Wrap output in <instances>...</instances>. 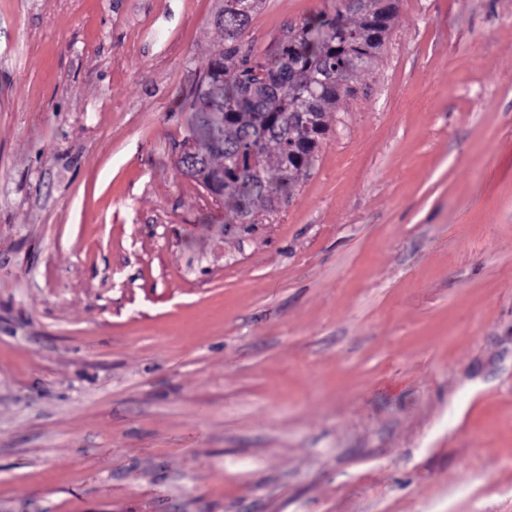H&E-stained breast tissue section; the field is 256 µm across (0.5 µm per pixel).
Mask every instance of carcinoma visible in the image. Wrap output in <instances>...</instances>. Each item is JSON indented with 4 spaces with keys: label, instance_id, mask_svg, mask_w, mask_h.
<instances>
[{
    "label": "carcinoma",
    "instance_id": "carcinoma-1",
    "mask_svg": "<svg viewBox=\"0 0 512 512\" xmlns=\"http://www.w3.org/2000/svg\"><path fill=\"white\" fill-rule=\"evenodd\" d=\"M224 0V46L210 58L187 111L221 112L224 148L190 137L203 157L201 177L224 173L219 193L233 223H257L256 209H275L312 168L328 133L327 113L353 92L359 73L379 54L397 0H341L332 11L288 30L278 49L258 57L242 41L251 11Z\"/></svg>",
    "mask_w": 512,
    "mask_h": 512
}]
</instances>
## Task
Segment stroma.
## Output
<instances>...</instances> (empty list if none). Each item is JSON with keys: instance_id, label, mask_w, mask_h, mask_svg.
I'll use <instances>...</instances> for the list:
<instances>
[{"instance_id": "1", "label": "stroma", "mask_w": 512, "mask_h": 512, "mask_svg": "<svg viewBox=\"0 0 512 512\" xmlns=\"http://www.w3.org/2000/svg\"><path fill=\"white\" fill-rule=\"evenodd\" d=\"M221 4L0 0V512H512V0H399L259 224L177 164Z\"/></svg>"}]
</instances>
